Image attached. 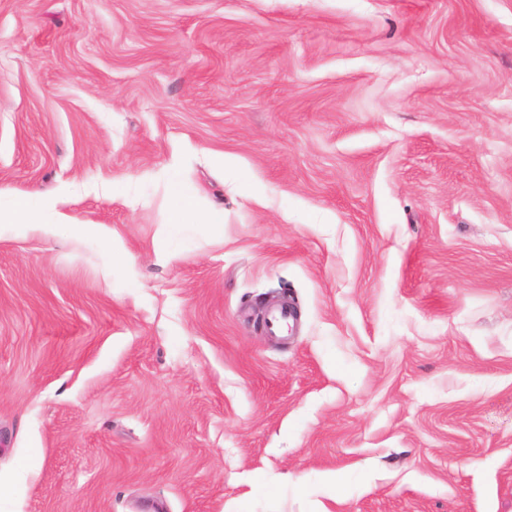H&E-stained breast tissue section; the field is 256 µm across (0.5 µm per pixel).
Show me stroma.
Instances as JSON below:
<instances>
[{"instance_id":"35a3bbf8","label":"stroma","mask_w":512,"mask_h":512,"mask_svg":"<svg viewBox=\"0 0 512 512\" xmlns=\"http://www.w3.org/2000/svg\"><path fill=\"white\" fill-rule=\"evenodd\" d=\"M31 194L0 512H512V0H0ZM173 206L179 224L187 221H205L209 219V215L200 209L194 199L181 193L176 183L174 184Z\"/></svg>"}]
</instances>
